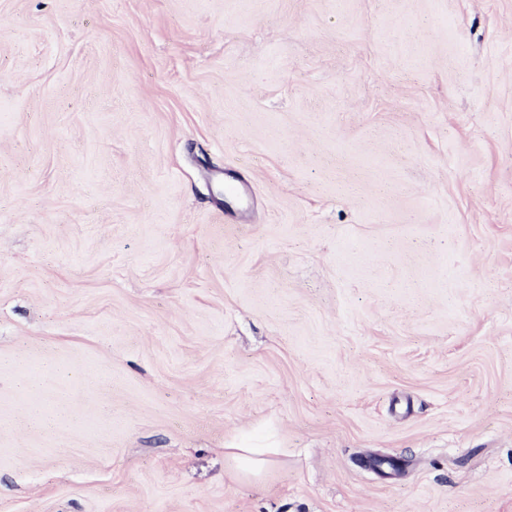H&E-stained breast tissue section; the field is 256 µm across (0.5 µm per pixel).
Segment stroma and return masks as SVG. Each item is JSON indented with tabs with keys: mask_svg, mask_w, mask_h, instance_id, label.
Listing matches in <instances>:
<instances>
[{
	"mask_svg": "<svg viewBox=\"0 0 512 512\" xmlns=\"http://www.w3.org/2000/svg\"><path fill=\"white\" fill-rule=\"evenodd\" d=\"M0 512H512V0H0ZM225 448L226 455L239 463L247 462L249 465L243 468L245 475H258L270 462V455L278 454L276 448Z\"/></svg>",
	"mask_w": 512,
	"mask_h": 512,
	"instance_id": "stroma-1",
	"label": "stroma"
}]
</instances>
